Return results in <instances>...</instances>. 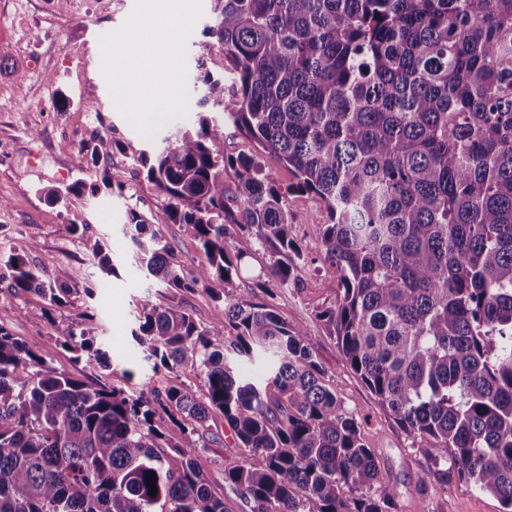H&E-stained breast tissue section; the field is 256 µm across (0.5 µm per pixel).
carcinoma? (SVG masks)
I'll return each instance as SVG.
<instances>
[{"mask_svg":"<svg viewBox=\"0 0 512 512\" xmlns=\"http://www.w3.org/2000/svg\"><path fill=\"white\" fill-rule=\"evenodd\" d=\"M214 2L206 30L230 78L204 75L199 103L216 101L223 119L201 115L151 151L105 133L75 158L83 170L130 151L164 196L149 220L128 211L140 267L224 302L211 326L145 305L132 331L154 373L191 364L205 392L83 381L0 327V512H226L207 478L214 413L246 451L224 482L250 512H399L402 492L342 409L314 338L275 309L310 249L339 280L319 319L377 403L440 484H471L512 512V0ZM227 122L324 201L315 242L291 237L290 189L273 171L220 150ZM152 224L191 226L204 260L183 271ZM86 247L112 272L101 240ZM29 249L17 239L0 253L7 288L45 300L21 315L110 374L95 316L55 318L71 289L44 281ZM261 249L274 257L266 300L228 299Z\"/></svg>","mask_w":512,"mask_h":512,"instance_id":"1","label":"carcinoma"}]
</instances>
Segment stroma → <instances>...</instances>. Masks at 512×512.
<instances>
[{"label":"stroma","mask_w":512,"mask_h":512,"mask_svg":"<svg viewBox=\"0 0 512 512\" xmlns=\"http://www.w3.org/2000/svg\"><path fill=\"white\" fill-rule=\"evenodd\" d=\"M165 0H0V248L12 238L31 246L30 264L42 267L46 281L72 287L69 316L94 313L103 328V347L112 362V383L131 388L144 380L160 387L173 382L202 390L191 366L172 375H153L150 362L135 357L130 333L143 304L177 305L202 325L224 320L223 303L203 290L175 293L164 283L146 279L134 258V247L124 232L126 210L136 206L143 214L160 208L163 196L149 183L138 165L124 152L114 151L105 166L77 170L80 147L92 146L104 133L122 142L161 144L175 128L194 119L190 105L200 98L194 82L198 67L213 76L225 74L224 54L207 33L213 0H176L177 14L169 24L157 21ZM148 36L161 45L169 60L154 71L158 82L174 81L178 101L150 127H143L133 104L113 100L111 49L128 37ZM94 92L98 106L85 107L82 97ZM258 152L281 186L291 187L288 208L291 235L300 244L315 241L320 219L327 215L320 197L295 191L296 178L276 156L259 152L235 129H228L224 152ZM122 183L123 193L105 187V180ZM85 184L84 194L53 205L45 194L74 182ZM68 224L83 225L70 234ZM96 237L108 247L115 275L103 274L85 249L86 237ZM271 263L267 252L249 259L227 288L231 299L259 302L264 298L256 282ZM93 296H86L85 285ZM339 284L336 272L316 251L308 252L297 284L279 289L275 299L279 315L304 326L316 340V354L344 409L363 425V435L375 448L382 471L403 490L402 512H501L499 500L474 486L456 482L443 487L430 472L427 459L413 449L411 438L384 412L329 336L318 314L334 306ZM43 298L13 295L0 290V327L35 344L45 361L57 371L87 379L94 372L54 336L46 322L24 319L21 309L39 311ZM209 478L213 490L224 497L227 512H249L224 481V470L241 463L222 415L208 421ZM425 485L424 493L414 488Z\"/></svg>","instance_id":"obj_1"}]
</instances>
